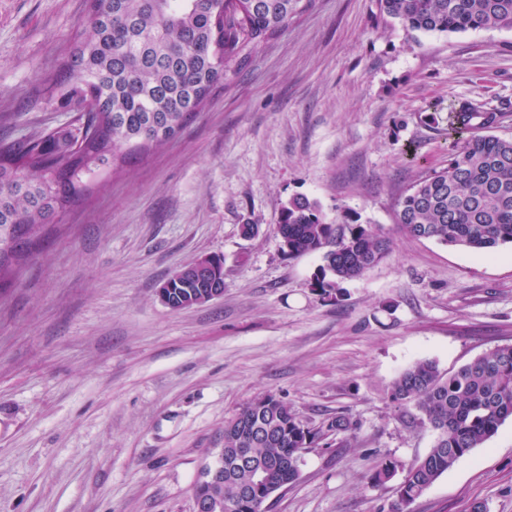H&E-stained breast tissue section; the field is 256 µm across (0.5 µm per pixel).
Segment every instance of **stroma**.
I'll list each match as a JSON object with an SVG mask.
<instances>
[{"instance_id":"35a3bbf8","label":"stroma","mask_w":512,"mask_h":512,"mask_svg":"<svg viewBox=\"0 0 512 512\" xmlns=\"http://www.w3.org/2000/svg\"><path fill=\"white\" fill-rule=\"evenodd\" d=\"M87 28V0H0V140L70 123L50 84ZM461 100L501 112L493 133L512 137V30L409 32L378 0H315L174 138L101 170L0 288V512H194L225 422L264 394L321 434L271 512H390L435 438L392 381L512 344V246L477 254L396 223L404 192L446 166ZM297 195L392 239L341 298L312 289L321 253L282 248ZM209 253L223 298L170 310L160 283ZM339 414L353 430L328 431ZM383 459L399 468L372 484ZM478 502L512 512V418L410 510Z\"/></svg>"}]
</instances>
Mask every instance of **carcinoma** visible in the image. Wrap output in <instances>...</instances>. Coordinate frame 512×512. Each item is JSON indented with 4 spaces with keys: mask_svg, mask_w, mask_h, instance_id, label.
Segmentation results:
<instances>
[{
    "mask_svg": "<svg viewBox=\"0 0 512 512\" xmlns=\"http://www.w3.org/2000/svg\"><path fill=\"white\" fill-rule=\"evenodd\" d=\"M380 12L408 31L512 30V0H378ZM314 0H89V30L76 40L52 79L58 104L76 113L68 127L23 145L0 141V271L36 246L39 228L80 196L82 178L109 162L173 138L197 112L224 70L283 29ZM501 118L477 103L448 105V163L412 185L397 222L410 236L479 253L512 244V138L489 134ZM279 233L288 254L320 252L314 291L337 299L391 251L370 224H329L318 204L290 198ZM167 289L179 306L200 291L184 266ZM398 406L413 405L435 433L426 457L399 486L405 512L442 474L495 435L512 417V345L448 375L419 360L389 388ZM317 438L288 403L272 394L253 399L224 424V494L253 488L265 468L271 488L239 499L236 512H268L266 502L300 475L302 451ZM398 468L381 463L380 484Z\"/></svg>",
    "mask_w": 512,
    "mask_h": 512,
    "instance_id": "carcinoma-1",
    "label": "carcinoma"
}]
</instances>
